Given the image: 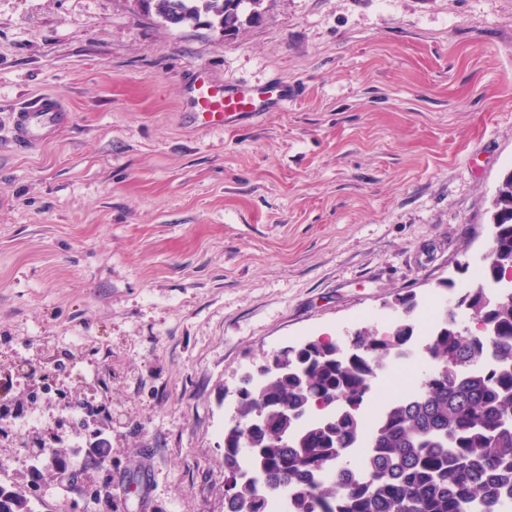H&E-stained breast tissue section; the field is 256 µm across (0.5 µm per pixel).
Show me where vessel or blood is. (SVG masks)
Instances as JSON below:
<instances>
[{"label": "vessel or blood", "mask_w": 512, "mask_h": 512, "mask_svg": "<svg viewBox=\"0 0 512 512\" xmlns=\"http://www.w3.org/2000/svg\"><path fill=\"white\" fill-rule=\"evenodd\" d=\"M292 95L287 84L266 86L247 83L224 84L197 76L188 91V101L196 122L208 128H224L244 117L275 108H286ZM71 120V113L55 96L42 94L11 114L10 137L22 149L51 140Z\"/></svg>", "instance_id": "obj_1"}]
</instances>
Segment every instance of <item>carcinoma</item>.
<instances>
[{
    "label": "carcinoma",
    "mask_w": 512,
    "mask_h": 512,
    "mask_svg": "<svg viewBox=\"0 0 512 512\" xmlns=\"http://www.w3.org/2000/svg\"><path fill=\"white\" fill-rule=\"evenodd\" d=\"M172 26L209 16L224 36L262 16L263 0H144ZM493 260L430 334L418 338L412 297L393 328L343 343L287 346L246 377L238 414L265 423L224 430L227 512H512V174L493 207ZM424 364L414 395L382 404L375 382L410 346ZM22 500L0 487V512Z\"/></svg>",
    "instance_id": "1"
}]
</instances>
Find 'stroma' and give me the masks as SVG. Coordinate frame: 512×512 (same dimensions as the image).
Masks as SVG:
<instances>
[{"label":"stroma","mask_w":512,"mask_h":512,"mask_svg":"<svg viewBox=\"0 0 512 512\" xmlns=\"http://www.w3.org/2000/svg\"><path fill=\"white\" fill-rule=\"evenodd\" d=\"M262 10L227 37L0 0V486L28 512H224L243 373L475 283L512 172V0ZM199 70L295 98L202 128ZM43 92L71 122L19 150L10 115Z\"/></svg>","instance_id":"35a3bbf8"}]
</instances>
